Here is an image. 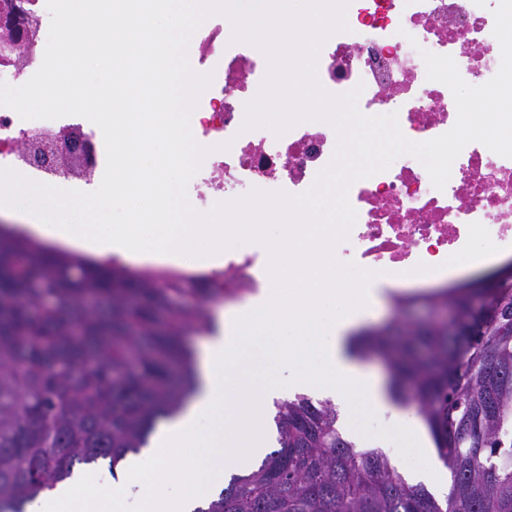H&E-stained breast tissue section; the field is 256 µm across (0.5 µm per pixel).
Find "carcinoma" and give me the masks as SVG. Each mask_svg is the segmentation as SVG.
<instances>
[{
	"label": "carcinoma",
	"mask_w": 512,
	"mask_h": 512,
	"mask_svg": "<svg viewBox=\"0 0 512 512\" xmlns=\"http://www.w3.org/2000/svg\"><path fill=\"white\" fill-rule=\"evenodd\" d=\"M424 295L458 320L368 331L351 351L380 350L390 394L416 408L451 474L437 501L408 485L379 448H359L336 410L304 396L276 406L278 448L196 512H512V281ZM238 293L224 278L133 272L0 228V512H27L80 465L114 467L145 447L157 419L195 389L189 327Z\"/></svg>",
	"instance_id": "1"
}]
</instances>
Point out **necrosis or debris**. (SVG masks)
I'll list each match as a JSON object with an SVG mask.
<instances>
[{
  "instance_id": "necrosis-or-debris-1",
  "label": "necrosis or debris",
  "mask_w": 512,
  "mask_h": 512,
  "mask_svg": "<svg viewBox=\"0 0 512 512\" xmlns=\"http://www.w3.org/2000/svg\"><path fill=\"white\" fill-rule=\"evenodd\" d=\"M498 0H350L348 28L332 34L317 59V78L338 96L357 84L365 89L358 106L367 115L397 113L410 140L424 142L450 130L457 109L450 89L426 78L421 50L452 56L462 78L478 86L491 80L500 64L493 34ZM40 20L37 45L24 60L0 62V81L20 85L42 64L50 14L46 0H31ZM233 29L212 16L197 29L189 48L196 73L211 77L203 91L206 112L197 121L207 141L206 159L193 178L189 201L199 209L248 195L253 190L306 192L330 161L337 136L320 120L305 121L276 134L266 126L245 129V104L261 85L265 55L250 43L232 39ZM41 134L55 138L60 158L76 141L90 143L80 176L70 186L86 190L105 171L101 132L86 128L82 117L31 122L0 106V169H19L36 179L50 160L23 162L18 144ZM349 199L357 222L337 245L342 262L395 278L420 270L436 271L456 259H472L490 246L512 244V158L479 142L468 144L455 160L444 190L435 189L414 157H398L390 168L356 181ZM271 255L258 245L224 246V283L252 291L265 287Z\"/></svg>"
}]
</instances>
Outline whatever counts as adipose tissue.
I'll return each instance as SVG.
<instances>
[{"instance_id":"ef3b65f1","label":"adipose tissue","mask_w":512,"mask_h":512,"mask_svg":"<svg viewBox=\"0 0 512 512\" xmlns=\"http://www.w3.org/2000/svg\"><path fill=\"white\" fill-rule=\"evenodd\" d=\"M181 2L113 0L112 30L126 46L128 88L112 103L113 173L102 199L123 208L128 222H97L94 211L100 199L90 198L79 205L82 220L58 223L55 187L17 171L0 172V212L22 214L29 232L88 255L190 267L216 259L225 239L254 242L263 238L266 224L285 222L284 214L252 201L234 206L223 221L203 218L177 192L181 179L205 158L192 147V132L184 122L202 86L181 77L190 29ZM146 67L154 72L155 83L142 80ZM153 111L162 116V127L142 123V115ZM157 150L169 156V167L142 163V156ZM369 161L358 135L343 140L335 173L302 206L313 223L290 225L288 237L268 240L273 254L268 287L218 316L195 358L194 395L124 464L127 476L143 480L137 512H158L166 499L172 512H194L211 500L226 476L248 470L265 454L269 413L276 401L304 394L331 400L347 416L353 394H360L417 452L418 464L396 465L404 479L424 485L437 499L448 496V470L422 440L415 413L395 404L383 377L347 351L360 311L378 305L384 293L336 275L325 259V242L338 220L340 186L361 176ZM253 340L265 343L273 366H291L293 374L266 378L255 387H231L229 375L239 366L242 347Z\"/></svg>"}]
</instances>
